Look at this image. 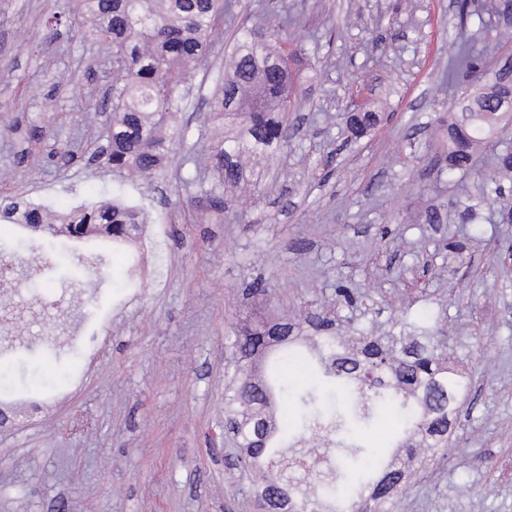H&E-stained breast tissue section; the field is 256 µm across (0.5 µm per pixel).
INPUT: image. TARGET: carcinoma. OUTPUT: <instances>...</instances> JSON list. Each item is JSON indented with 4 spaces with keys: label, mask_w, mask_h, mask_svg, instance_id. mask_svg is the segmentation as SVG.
I'll use <instances>...</instances> for the list:
<instances>
[{
    "label": "carcinoma",
    "mask_w": 512,
    "mask_h": 512,
    "mask_svg": "<svg viewBox=\"0 0 512 512\" xmlns=\"http://www.w3.org/2000/svg\"><path fill=\"white\" fill-rule=\"evenodd\" d=\"M72 12L89 24V33L112 52V126L96 155L115 169H126L155 180L167 177L170 158L183 143L185 130L178 115L181 92L190 71L213 48L214 34L224 19L234 18L230 0H72ZM288 20L277 28L239 27L231 65L211 103L220 116L244 123L247 139H220L211 159L221 183H235L241 170L233 158L287 137L292 111V72L288 67ZM479 51L460 44L457 69L479 82ZM488 88L494 104L512 110V68L498 72ZM456 111L469 113L461 125L451 123L452 149L448 171L474 170L473 146L497 134L495 109L476 94ZM143 212L117 198L92 205L49 212L16 197L0 200V222L27 229H46L59 236L87 240L110 238L129 243L139 237ZM298 337L286 323L244 326L234 336L232 371L224 394V409L234 425L235 440L245 449L244 462L258 469L264 491L258 494L263 512H285L291 500L284 459H273L275 442L296 437L301 430H333L348 441L362 438L376 425L379 412L395 413V429L420 435V446L446 455L448 406L468 386L467 377L448 367L439 337L432 330L421 336H371L365 330L345 343L337 336H315L312 348L318 363L293 349ZM306 372L304 381L283 374L288 364ZM294 414L279 421L278 407ZM353 462L319 476L318 495L299 503L300 512H376L400 490L399 481L411 462V448L395 451L390 460L353 449Z\"/></svg>",
    "instance_id": "1"
}]
</instances>
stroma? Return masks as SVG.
<instances>
[{"mask_svg":"<svg viewBox=\"0 0 512 512\" xmlns=\"http://www.w3.org/2000/svg\"><path fill=\"white\" fill-rule=\"evenodd\" d=\"M489 2L471 0L463 18L457 0H239L245 26L295 20L293 130L241 158L218 214L211 147L244 134L208 107L230 28L184 92L197 164L175 155L150 184L88 162L112 56L77 38L71 0H0V196L59 210L123 198L148 212L158 251L74 241L62 270L37 248L44 232L0 224L13 268L0 301L27 311L22 328H0V368L37 365L22 397L44 404L0 428V512H260L241 448L222 437L231 338L268 316L324 336L327 311L342 333L430 327L471 375L449 414L450 454L410 477L393 512H512V172L477 176L512 153V124L474 172L446 174L448 106L473 92L463 76L445 83L450 44L475 42L487 67L512 55V15L477 18ZM355 100L376 127H348ZM45 121L52 137H26ZM63 146L73 159L51 160ZM341 288L359 303H340Z\"/></svg>","mask_w":512,"mask_h":512,"instance_id":"1","label":"stroma"}]
</instances>
